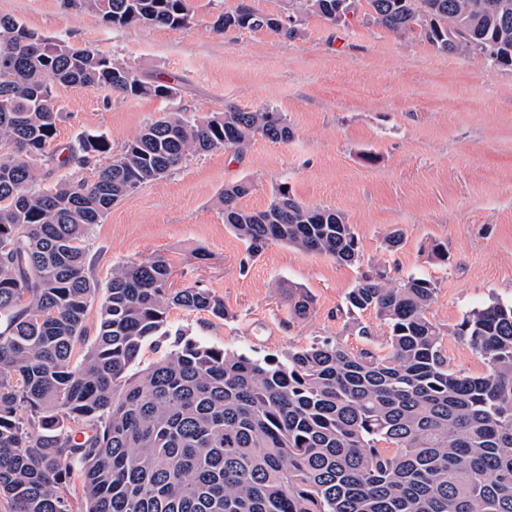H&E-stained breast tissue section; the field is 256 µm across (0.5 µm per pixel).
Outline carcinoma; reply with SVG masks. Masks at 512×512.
Instances as JSON below:
<instances>
[{"instance_id":"cac0c4a2","label":"carcinoma","mask_w":512,"mask_h":512,"mask_svg":"<svg viewBox=\"0 0 512 512\" xmlns=\"http://www.w3.org/2000/svg\"><path fill=\"white\" fill-rule=\"evenodd\" d=\"M112 27L187 28L191 0H67ZM368 21L394 34L420 27L437 49L512 65V0H365ZM334 26L336 0H289L287 16ZM279 16L242 4L218 32L292 36ZM169 99L172 86L141 79L92 47L48 40L0 17V495L12 512H512V301L492 298L455 334L488 371L452 370L429 318L436 286L395 287L377 267L345 301L389 328L381 351L354 354L313 342L254 359L169 329L173 308L225 320L207 288L173 287L162 256L112 269L104 292L86 267L85 242L112 205L168 176L190 156L242 152L261 136H293L280 112L238 109L194 117L164 112L119 150L102 134L54 145L53 85ZM91 177L39 186L59 169ZM252 190L224 186V224L257 256L284 243L339 263L359 260L345 216L278 188L266 209L240 205ZM99 304L89 338L85 317ZM312 301L288 293V315ZM175 336L148 368L143 346Z\"/></svg>"}]
</instances>
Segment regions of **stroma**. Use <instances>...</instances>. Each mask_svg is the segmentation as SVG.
<instances>
[{
	"mask_svg": "<svg viewBox=\"0 0 512 512\" xmlns=\"http://www.w3.org/2000/svg\"><path fill=\"white\" fill-rule=\"evenodd\" d=\"M244 3L275 15L286 6L194 0L189 27L114 28L66 0H0V15L29 30L96 48L178 89L164 100L55 85L58 146L97 131L117 149L161 112L269 109L293 129L285 143L258 136L241 154L191 156L114 205L85 243L93 277L104 284L118 264L164 256L175 287L210 289L230 313L218 320L175 308L171 328L258 359L326 338L353 353L378 349L386 325L371 310L347 314L346 294L374 266L395 285L424 277L437 287L430 318L445 333L450 368L484 374L483 358L454 330L472 308L512 299V66L438 51L419 31L393 34L360 11L345 28L301 17L291 38L264 29L214 32L219 13ZM243 178L253 184L244 209L264 210L285 186L306 205L342 212L360 261L342 264L280 243L249 257L218 202L224 185ZM393 235L401 241L392 248ZM436 243L443 257L432 253ZM289 285L311 297L306 319H289ZM360 323L372 339L358 336Z\"/></svg>",
	"mask_w": 512,
	"mask_h": 512,
	"instance_id": "1",
	"label": "stroma"
}]
</instances>
